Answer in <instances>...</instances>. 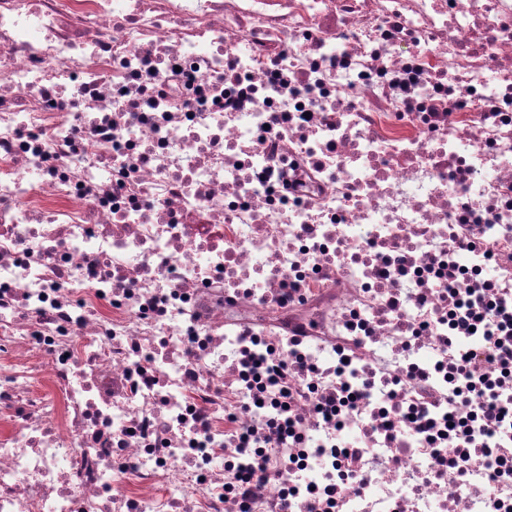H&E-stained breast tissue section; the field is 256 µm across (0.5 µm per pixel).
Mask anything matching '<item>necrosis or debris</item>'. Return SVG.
<instances>
[{"label": "necrosis or debris", "instance_id": "necrosis-or-debris-1", "mask_svg": "<svg viewBox=\"0 0 512 512\" xmlns=\"http://www.w3.org/2000/svg\"><path fill=\"white\" fill-rule=\"evenodd\" d=\"M511 460L512 0H0V512H512Z\"/></svg>", "mask_w": 512, "mask_h": 512}]
</instances>
